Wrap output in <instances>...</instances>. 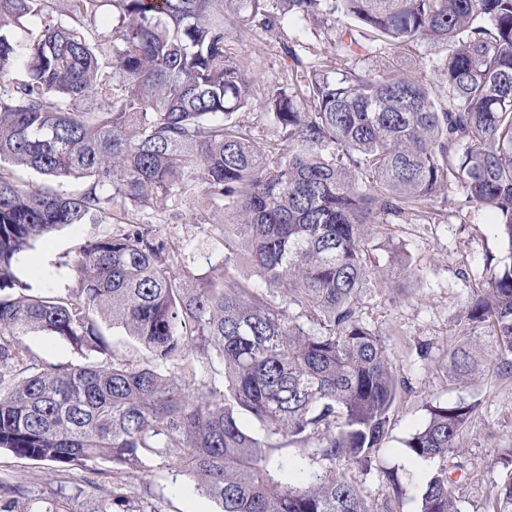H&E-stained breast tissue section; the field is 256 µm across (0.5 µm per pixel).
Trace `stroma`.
<instances>
[{"mask_svg": "<svg viewBox=\"0 0 512 512\" xmlns=\"http://www.w3.org/2000/svg\"><path fill=\"white\" fill-rule=\"evenodd\" d=\"M232 35L228 53L253 78L255 103L235 115L253 136L273 142L279 137L272 117L259 106L269 87L287 83L292 74L286 46H296L304 65L318 62L343 70L346 59L325 21L308 24L305 31L286 25L270 31L249 17H228ZM427 45L412 46L399 60L389 49L362 52L359 63L375 70L388 64L413 71L427 84H436ZM232 211L205 203L202 188L173 200L160 210L139 211L137 221L155 225L176 246L177 268L205 276L217 268L218 232ZM105 224L68 226L36 242L16 268L18 277L36 288L59 291L74 285L71 261L86 242L108 232ZM370 288L358 310L359 318L378 334L394 373L408 390L395 405L388 435L371 470L346 467L344 474L361 488L369 501L383 503L386 473H394L402 493L399 512H417L428 476L438 464L410 458L405 440L426 420L430 404H471L464 430L465 454L459 462L472 481L457 493L460 512H483L489 490L500 482L502 449L512 448V375L498 365L506 352L496 346L489 323L468 321V305L489 287L503 242L487 211L466 204L461 188L432 198L422 216L394 221L389 232H376ZM460 345L480 350L484 369L466 384L448 374L450 351ZM19 489L14 512H45L65 505L68 512H95L104 497L119 494L125 512L147 504L154 512H216V504L194 492L179 465L153 459L132 470L107 460L64 469L11 453L0 452V481Z\"/></svg>", "mask_w": 512, "mask_h": 512, "instance_id": "stroma-1", "label": "stroma"}]
</instances>
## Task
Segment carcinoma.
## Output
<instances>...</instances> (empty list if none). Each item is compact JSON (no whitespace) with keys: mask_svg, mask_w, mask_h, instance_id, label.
<instances>
[{"mask_svg":"<svg viewBox=\"0 0 512 512\" xmlns=\"http://www.w3.org/2000/svg\"><path fill=\"white\" fill-rule=\"evenodd\" d=\"M105 1L118 15L102 17L111 35L93 38L86 21ZM52 2L0 0V449L62 469L172 459L220 512H393L332 468L372 466L405 389L357 316L371 226L419 216L460 185L508 249L467 317L490 322L512 354V0H337L343 78L312 69L260 103L287 150L276 165L270 143L234 120L252 105L253 79L226 52L224 17L298 25L318 19L324 0H280L277 16L269 0H68L66 21ZM422 43L436 49L433 87L355 63L374 44ZM12 67L24 77L6 81ZM88 97L98 110L82 108ZM71 180L82 190H60ZM195 183L209 204L233 208L219 274L186 276L168 238L130 219L80 248L67 292L17 278L20 256L51 232L100 222L117 200L159 209ZM242 259L257 279L237 274ZM107 322L149 358H115ZM31 334L69 342L86 362L38 359ZM194 349L219 366L217 400L191 392ZM173 358L185 361L177 375ZM475 367L471 352L453 353L454 379ZM470 413L429 407L409 455L455 459ZM312 442L310 455L331 466L277 477L279 451ZM500 464L487 512H512V448ZM459 468L431 474L419 512H459Z\"/></svg>","mask_w":512,"mask_h":512,"instance_id":"obj_1","label":"carcinoma"}]
</instances>
